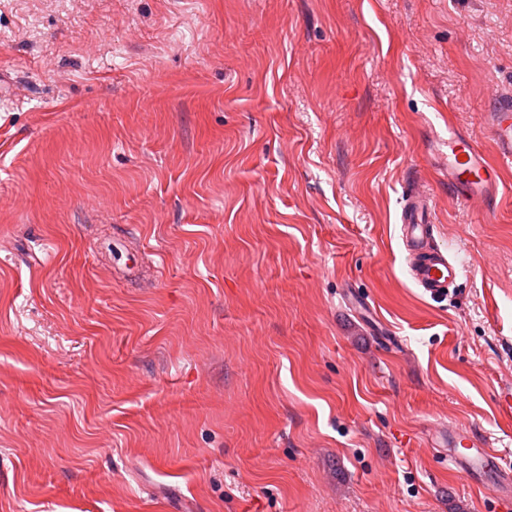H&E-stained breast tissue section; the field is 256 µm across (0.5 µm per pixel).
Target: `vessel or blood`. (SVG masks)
<instances>
[{"mask_svg": "<svg viewBox=\"0 0 512 512\" xmlns=\"http://www.w3.org/2000/svg\"><path fill=\"white\" fill-rule=\"evenodd\" d=\"M486 121L494 132L491 150L452 130L445 157L449 190L461 202L476 207L497 195L502 172L512 168V94L498 96ZM435 229L429 197L419 188H411L401 212L409 275L425 295L438 299L447 296L464 268L449 257L447 250L430 246ZM448 446L451 461L472 480L500 493L512 489V463L502 464L500 455L488 443H476L471 432L458 431Z\"/></svg>", "mask_w": 512, "mask_h": 512, "instance_id": "obj_1", "label": "vessel or blood"}]
</instances>
